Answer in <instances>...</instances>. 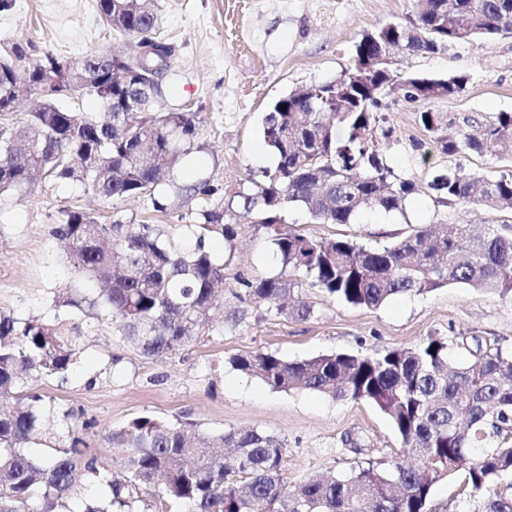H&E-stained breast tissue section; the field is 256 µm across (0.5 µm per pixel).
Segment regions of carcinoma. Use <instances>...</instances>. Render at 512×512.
<instances>
[{"label": "carcinoma", "instance_id": "carcinoma-1", "mask_svg": "<svg viewBox=\"0 0 512 512\" xmlns=\"http://www.w3.org/2000/svg\"><path fill=\"white\" fill-rule=\"evenodd\" d=\"M404 20L366 31L353 61L336 78L279 98L265 115L263 133L275 158L263 182L226 189L212 179L177 191L194 201L174 237L155 224H105L91 211L65 208L50 236L80 286L55 295L50 308L112 317L119 339L148 359L188 351L208 336L224 335L238 312L215 304L227 263L206 246L216 233L232 241L235 208L253 214L274 250L277 272L237 278L244 296L269 310L306 321L313 308L304 288L352 306L376 308L405 294L461 284L512 291V236L496 224H427L396 243L366 248L350 239L315 240L288 228L294 206L319 224H351L364 210L405 214L413 180L394 174L379 153L393 129L378 109L397 74L366 63L377 42L409 56L512 37V0H418ZM102 21L132 38L122 53L87 54L76 66L31 41L0 43V196L46 181L77 184L98 200L147 197L167 209L174 170L190 152L199 113L157 112L164 81L139 67L137 48L173 47L158 34L155 0H97ZM468 78L411 77L408 102L431 103L465 92ZM95 97L105 118L78 112ZM28 112L5 111L21 99ZM437 153H476L512 162V112L444 116L420 112ZM438 201L512 210V177L485 172H437L429 182ZM82 350L78 327L59 317L17 319L0 313V398L17 406L0 411V512H428L434 484L465 477L473 492L512 474V351L475 340L473 359L458 363L437 338L370 354L327 353L288 361L255 351L232 358L239 371L274 392L312 391L334 399L367 401L393 425L408 456L342 475H315L290 484L287 448L255 429L200 430L193 421L169 423L149 415L112 432L109 441L132 454L111 471L73 428L55 452L35 456L27 445L43 437L47 405L36 383L62 380ZM477 512H512V493L482 499Z\"/></svg>", "mask_w": 512, "mask_h": 512}]
</instances>
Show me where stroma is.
<instances>
[{
  "instance_id": "obj_1",
  "label": "stroma",
  "mask_w": 512,
  "mask_h": 512,
  "mask_svg": "<svg viewBox=\"0 0 512 512\" xmlns=\"http://www.w3.org/2000/svg\"><path fill=\"white\" fill-rule=\"evenodd\" d=\"M417 0H157L159 33L175 52L164 83L163 111L188 109L201 122L190 154L177 166L176 185L213 178L226 186L262 181L274 157L263 137L270 106L291 91L336 77L349 67L355 41L364 31L405 18ZM32 41L76 61L100 50H127L130 40L98 15L96 0H17L0 13V42ZM401 74H463L465 92L434 102L433 111L512 112V38L486 39L448 47L429 57L403 56ZM422 104L393 94L383 115L392 140L379 150L394 172L415 181L405 214L368 210L352 224H319L290 208V228L315 239L348 238L368 248L388 246L424 224H495L512 234V211L478 204H440L428 186L434 171L462 167L493 177L511 176L512 165L477 155L424 154L428 144ZM94 210L103 221L156 224L180 233L191 208L171 196L167 212H154L150 199L100 201L76 185L46 182L0 198V311L25 318L42 313L51 298L77 279L63 271L49 230L59 210ZM237 237L208 240L216 257L229 261L225 310L239 311L205 345L163 360L143 358L112 335L108 317L64 316L78 326L84 350L66 380L45 378L38 390L54 409H71L87 448L113 470L126 449L109 444L112 431L149 415L191 420L202 430L257 429L283 440L286 472L298 483L316 474L340 475L365 462H385L403 449L389 419L364 401L332 399L308 392H274L234 369L233 356L272 351L295 361L325 353L367 354L412 346L436 337L451 356L469 360L474 338L512 350V293L446 286L424 295L396 297L377 308L355 307L316 288L302 294L312 318L295 321L268 311L266 304L239 300L238 277L272 273L277 262L263 228L249 217L233 218ZM463 477L440 479L429 512H476L481 494L465 490Z\"/></svg>"
}]
</instances>
